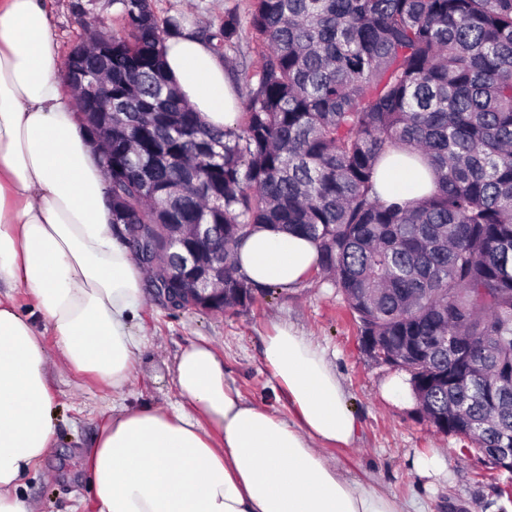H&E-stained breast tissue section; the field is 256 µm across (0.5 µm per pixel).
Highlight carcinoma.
Returning a JSON list of instances; mask_svg holds the SVG:
<instances>
[{
  "label": "carcinoma",
  "mask_w": 512,
  "mask_h": 512,
  "mask_svg": "<svg viewBox=\"0 0 512 512\" xmlns=\"http://www.w3.org/2000/svg\"><path fill=\"white\" fill-rule=\"evenodd\" d=\"M109 54L68 60L101 106L75 96L97 144L112 226L163 250L181 224H212L199 266L224 261V310L253 300L233 261L260 225L319 249V274L351 309L374 359L409 374L436 431L486 465L512 448V0H251L265 52L242 73L243 120L207 128L164 67L154 0H112ZM233 12L195 33L222 58ZM112 103V112L103 106ZM417 157L435 189L382 198L379 162Z\"/></svg>",
  "instance_id": "obj_1"
}]
</instances>
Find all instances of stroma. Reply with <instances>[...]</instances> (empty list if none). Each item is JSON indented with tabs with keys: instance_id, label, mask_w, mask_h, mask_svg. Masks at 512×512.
Listing matches in <instances>:
<instances>
[{
	"instance_id": "obj_1",
	"label": "stroma",
	"mask_w": 512,
	"mask_h": 512,
	"mask_svg": "<svg viewBox=\"0 0 512 512\" xmlns=\"http://www.w3.org/2000/svg\"><path fill=\"white\" fill-rule=\"evenodd\" d=\"M52 36L60 56L81 39L80 18L96 19L106 30L121 22L110 0H46ZM158 19L185 15L205 27L226 12L240 20L239 37L224 57L225 73L236 79L257 70L264 47L250 23L251 0H154ZM289 323L326 348L359 423L346 448L325 455L348 477L364 482L398 504L411 501L424 512H512V498L497 496L494 483L470 440L436 432L421 417L411 395H393L392 380L407 381L404 369L375 361L358 346V327L331 280L310 276L298 287L256 292L253 301L225 313L171 310L145 290L135 329L147 344L125 390L131 408L165 406L179 399L174 382L177 356L193 343L209 344L224 362V376L245 401L288 416V400L273 389L263 359L264 339L275 325ZM50 452L26 477L22 492L33 512H97L83 461L102 424L112 414V393L86 376L53 368ZM440 457L443 470L427 476L418 461Z\"/></svg>"
}]
</instances>
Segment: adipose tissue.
Wrapping results in <instances>:
<instances>
[{"label":"adipose tissue","instance_id":"ef3b65f1","mask_svg":"<svg viewBox=\"0 0 512 512\" xmlns=\"http://www.w3.org/2000/svg\"><path fill=\"white\" fill-rule=\"evenodd\" d=\"M165 60L207 127L237 126L235 94L204 41L168 38ZM63 74L44 0H0V288H29L58 339L50 355L31 318L0 299V512H31L21 487L52 446L51 365L120 396L145 347L134 330L141 266L112 232L98 152ZM434 187L430 168L401 153L376 175L386 199ZM234 261L255 285L291 288L316 271L318 249L260 227ZM263 357L291 418L246 402L226 382L223 360L198 343L176 360L178 405L113 407L85 462L99 512H418L322 453L358 432L324 350L279 325Z\"/></svg>","mask_w":512,"mask_h":512}]
</instances>
